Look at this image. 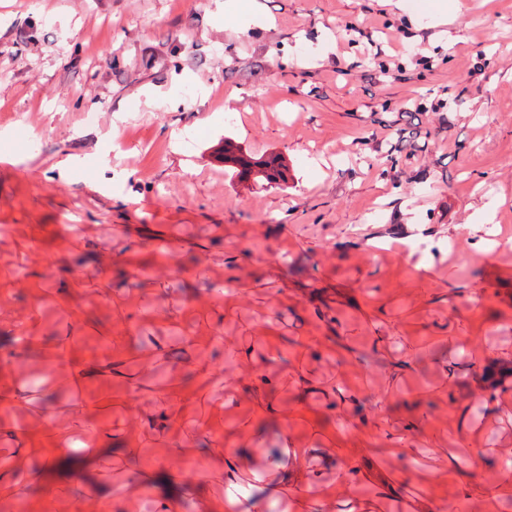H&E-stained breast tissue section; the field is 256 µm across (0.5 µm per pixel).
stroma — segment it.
<instances>
[{
    "label": "stroma",
    "instance_id": "35a3bbf8",
    "mask_svg": "<svg viewBox=\"0 0 512 512\" xmlns=\"http://www.w3.org/2000/svg\"><path fill=\"white\" fill-rule=\"evenodd\" d=\"M430 2L0 0V512H512V0Z\"/></svg>",
    "mask_w": 512,
    "mask_h": 512
}]
</instances>
